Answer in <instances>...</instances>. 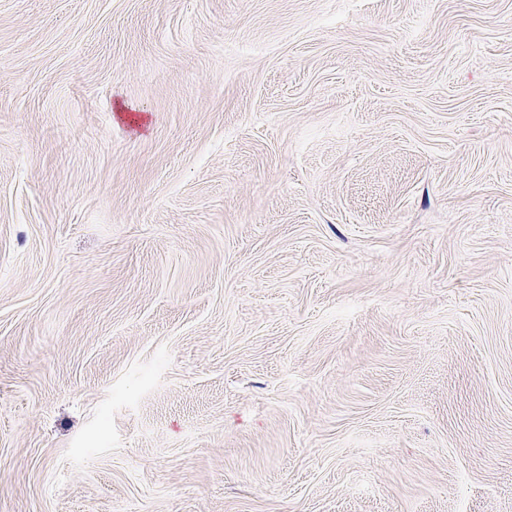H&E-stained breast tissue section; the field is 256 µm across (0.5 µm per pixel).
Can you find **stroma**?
<instances>
[{"instance_id": "35a3bbf8", "label": "stroma", "mask_w": 512, "mask_h": 512, "mask_svg": "<svg viewBox=\"0 0 512 512\" xmlns=\"http://www.w3.org/2000/svg\"><path fill=\"white\" fill-rule=\"evenodd\" d=\"M0 512H512V0H0Z\"/></svg>"}]
</instances>
